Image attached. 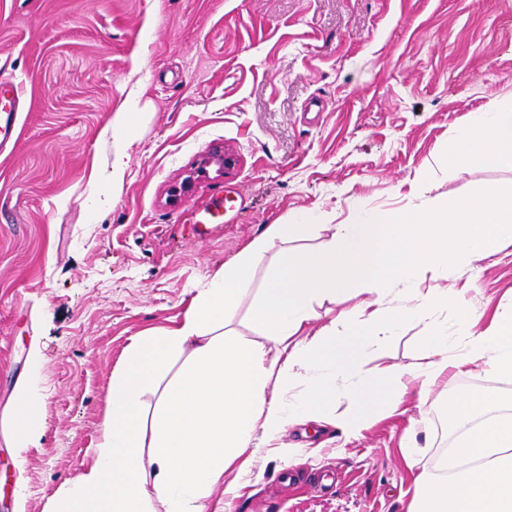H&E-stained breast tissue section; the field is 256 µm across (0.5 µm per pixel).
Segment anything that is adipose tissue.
Wrapping results in <instances>:
<instances>
[{
  "label": "adipose tissue",
  "mask_w": 512,
  "mask_h": 512,
  "mask_svg": "<svg viewBox=\"0 0 512 512\" xmlns=\"http://www.w3.org/2000/svg\"><path fill=\"white\" fill-rule=\"evenodd\" d=\"M475 158L512 170V107L472 116L445 162ZM321 218L270 225L192 288L179 321L130 337L95 446L46 512H224L214 490L225 475L243 474L290 425L327 422L336 399L349 403L355 432L398 410L409 383L427 389L476 368L512 376V314L482 330L455 288L419 287L449 262L512 244V185L408 214L356 206L316 249L273 260L250 308L259 337L241 336L233 319L271 240L301 238ZM326 303L339 313L320 326ZM449 308L447 328L436 318ZM414 320L430 323L425 364L362 376L367 352ZM498 404L480 391L449 399L448 422L462 435L439 469L414 476L408 512H512V413Z\"/></svg>",
  "instance_id": "obj_1"
}]
</instances>
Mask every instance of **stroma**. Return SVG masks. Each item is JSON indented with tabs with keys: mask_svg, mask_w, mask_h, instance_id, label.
Instances as JSON below:
<instances>
[{
	"mask_svg": "<svg viewBox=\"0 0 512 512\" xmlns=\"http://www.w3.org/2000/svg\"><path fill=\"white\" fill-rule=\"evenodd\" d=\"M1 77L24 109L0 148V512H45L96 442L129 337L178 319L189 290L269 225L512 182L441 164L472 115L512 106V0H0ZM130 99L128 136L106 134ZM118 149L122 188L96 208L108 186L91 169ZM216 150L234 159L225 172L201 165ZM222 190L246 207L198 238L188 210ZM425 285L460 289L488 325L512 309V244ZM427 330L385 338L362 375L422 364ZM23 387L42 411L20 448ZM473 390L512 399V379L452 374L423 399L410 387L405 412L350 437L337 400L335 425L289 427L227 512H407L415 473L455 438L446 399Z\"/></svg>",
	"mask_w": 512,
	"mask_h": 512,
	"instance_id": "1",
	"label": "stroma"
}]
</instances>
